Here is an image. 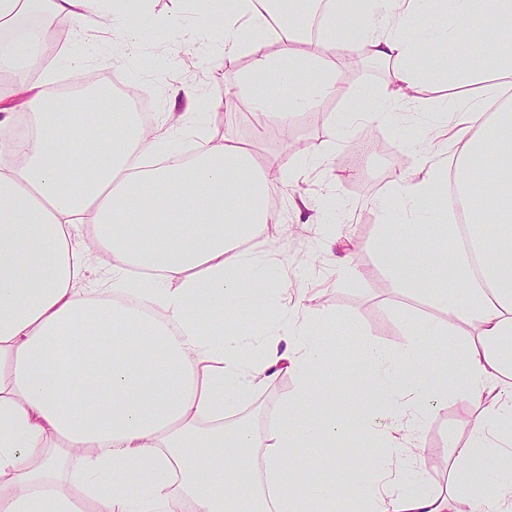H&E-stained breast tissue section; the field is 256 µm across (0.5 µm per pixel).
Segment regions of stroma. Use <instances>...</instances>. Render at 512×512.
<instances>
[{"label": "stroma", "mask_w": 512, "mask_h": 512, "mask_svg": "<svg viewBox=\"0 0 512 512\" xmlns=\"http://www.w3.org/2000/svg\"><path fill=\"white\" fill-rule=\"evenodd\" d=\"M152 11L157 15L178 13L181 24L153 30L132 51L106 29L72 34L63 44L53 46L50 54L32 68V80H43L48 90L56 92L73 86L75 78L96 79L118 64L122 67L125 85L151 95L162 113L172 109L171 88L191 83L198 88L199 110L210 115L205 125L208 136L218 140L231 134L251 139L248 116L228 122L223 114L211 111L212 105L237 98L238 75L250 65V57L243 55L229 63L211 57L192 32L195 7L191 0H153ZM76 58L83 61L78 71L72 65ZM387 73V63L366 53L350 57L339 77L343 91L324 99L314 113L295 117L299 138L310 146H320L328 139L337 113L350 107L354 92L376 91L383 86ZM511 90L512 76L492 73L465 84L428 83L420 101L399 103V111L409 115L405 124L360 123L346 142L337 144L323 165L309 171L305 180L284 186L277 192L280 203L275 212L277 221L269 225L260 242L279 248L288 266L289 291L304 304L319 310L324 332L336 334L333 347L339 356L327 376L337 402L350 397L363 375L357 358L341 356L342 351L354 346L352 338L346 334L349 320H357L372 342L396 352L409 340L404 325L406 311L426 313L430 310L423 298L406 296L396 288L380 266L376 247L381 223L374 200L386 195L401 178L413 175L419 167L421 154H428L436 161L451 156V146L423 138L420 132L422 122L436 126L447 123L448 114L441 108L443 102L458 96L491 101L503 98ZM416 138L420 139L421 147L414 150L410 143ZM329 185L334 186L336 200L344 210L340 226L349 239L346 249L357 267L356 275L350 278L337 276L329 255L323 250V237L317 233L315 225L308 223L306 214L297 213L292 205L293 199L299 197L317 203ZM313 254L319 255L320 261L310 274H303L298 264ZM475 412V407L452 400L438 408L423 432L417 457L418 466L438 488L447 489L458 508L470 507L471 499L462 490L449 485L453 469L449 443L465 440ZM375 453L373 442L359 435L352 443L327 449V456L336 463L334 469L323 473L312 469L308 475L343 486L351 477L349 462L372 457Z\"/></svg>", "instance_id": "35a3bbf8"}]
</instances>
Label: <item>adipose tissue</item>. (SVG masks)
Returning a JSON list of instances; mask_svg holds the SVG:
<instances>
[{"label":"adipose tissue","instance_id":"obj_1","mask_svg":"<svg viewBox=\"0 0 512 512\" xmlns=\"http://www.w3.org/2000/svg\"><path fill=\"white\" fill-rule=\"evenodd\" d=\"M0 0V512H448V495L416 464L417 444L433 411L454 399L475 405L455 460L512 455V103L486 112L473 98L449 101L452 166L422 157L418 175L397 182L375 206L383 225L377 255L396 288L425 294L437 316H408L409 342L399 352L369 341L357 323L363 381L344 407L330 402L322 372L330 351L316 311L294 301L275 249L248 244L267 227L269 198L300 181L345 141L361 118L396 123L393 103L420 91L427 72L413 65L423 48L452 54L443 77L512 74V0H335L312 50L297 28L312 0H287L291 26L269 52L274 0H196V29L208 34L212 13L224 27L220 52L247 54L238 86L256 122L279 107V124L314 109L336 88V48L359 32L373 58L390 67L375 93L355 94L324 145L291 164L261 165L232 137L199 140L195 91L177 89L185 111L143 127L125 102L113 111L66 119L67 97L31 82L50 48L24 20L61 16L82 30L108 21L136 44L150 28L131 9L150 0ZM468 22L493 53L461 39ZM375 97L363 112L360 101ZM198 144L189 164L173 151ZM498 167L481 193L469 176L486 153ZM470 219L468 245L451 267L418 241L402 245L412 224L436 223L431 208L448 171ZM95 228L92 239L80 225ZM98 268L97 284L87 273ZM270 309L275 324L253 336L221 330L239 311ZM473 329L466 342L458 325ZM454 354L451 376L432 358ZM295 391L259 427L237 418L240 407L281 374ZM370 437L376 454L357 466L346 488L304 479L308 448H332ZM79 454L81 475L70 492L57 486L66 455ZM492 493L472 491V512H512V467L486 476Z\"/></svg>","mask_w":512,"mask_h":512}]
</instances>
